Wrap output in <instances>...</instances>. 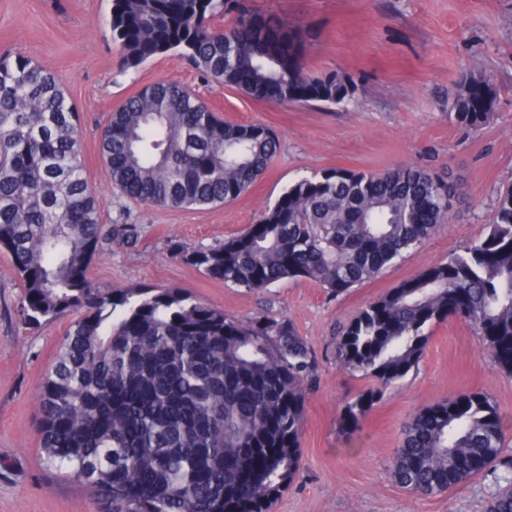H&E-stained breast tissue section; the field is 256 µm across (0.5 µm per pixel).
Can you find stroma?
Segmentation results:
<instances>
[{
	"label": "stroma",
	"instance_id": "35a3bbf8",
	"mask_svg": "<svg viewBox=\"0 0 512 512\" xmlns=\"http://www.w3.org/2000/svg\"><path fill=\"white\" fill-rule=\"evenodd\" d=\"M247 5L301 29L303 66L353 78L355 99L332 109L260 101L204 78L174 52L125 69L109 30L111 0H0V55L28 56L55 76L79 113L81 162L102 223L123 215L137 228L134 243L106 246L89 278L103 290L182 288L226 319L270 316L293 325L315 354L317 373L305 399L300 472L273 512H485L489 494L512 471V376L498 370L481 336L456 318L433 327L418 368L389 388L350 435L339 426L344 402L372 382L340 364L336 338L367 304L486 234L499 190L512 184V0ZM466 72L485 76L494 90L490 116L476 130L448 118L446 92ZM161 81L189 87L224 121L259 124L276 135V156L245 193L203 208L156 207L127 200L113 186L100 155V128L109 112ZM401 165L450 172L463 190L451 220L378 277L341 295L307 280L257 293L211 278L174 254L240 234L301 178ZM18 296L11 259L0 252V512H96L93 498L46 473L39 460L38 396L73 318L23 328ZM469 392L489 395L498 407L506 434L500 462L448 492L409 493L391 476L404 423Z\"/></svg>",
	"mask_w": 512,
	"mask_h": 512
}]
</instances>
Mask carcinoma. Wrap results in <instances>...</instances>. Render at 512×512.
I'll use <instances>...</instances> for the list:
<instances>
[{
	"label": "carcinoma",
	"instance_id": "obj_1",
	"mask_svg": "<svg viewBox=\"0 0 512 512\" xmlns=\"http://www.w3.org/2000/svg\"><path fill=\"white\" fill-rule=\"evenodd\" d=\"M226 16L231 24L217 27ZM109 26L126 69L176 52L252 98L277 87L325 109L357 89L334 71L282 67V49L303 40L244 0H112ZM492 91L465 74L448 91L449 118L481 127ZM78 127L54 76L26 56L0 57V251L19 279L18 320L38 326L82 312L39 395L41 465L88 489L99 512H270L300 468L315 357L285 320L228 321L181 288L92 287L88 270L103 242L131 244L136 227L101 223ZM277 148L268 128L225 122L175 82L129 97L100 134L112 183L155 206L234 199ZM452 208L440 173L332 169L289 185L254 232L179 256L250 291L308 280L338 295L431 237ZM450 317L469 323L512 375L511 185L498 193L482 239L367 305L337 338L341 364L376 382L344 405V430L418 368L432 327ZM504 442L492 398L463 393L405 423L391 474L411 493L444 492L491 466ZM507 482L486 512H512Z\"/></svg>",
	"mask_w": 512,
	"mask_h": 512
}]
</instances>
